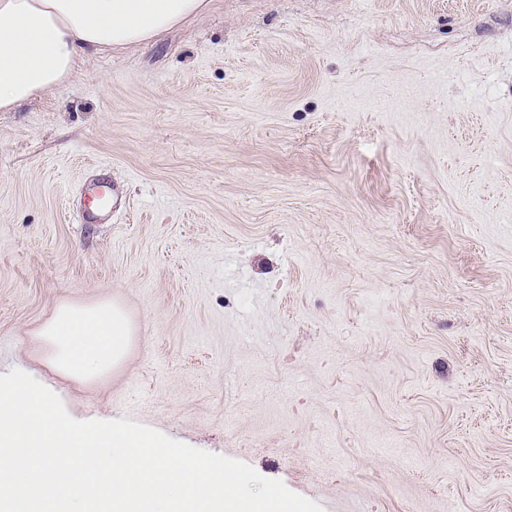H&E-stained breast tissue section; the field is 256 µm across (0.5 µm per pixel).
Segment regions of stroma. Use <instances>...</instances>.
I'll return each mask as SVG.
<instances>
[{"label":"stroma","mask_w":512,"mask_h":512,"mask_svg":"<svg viewBox=\"0 0 512 512\" xmlns=\"http://www.w3.org/2000/svg\"><path fill=\"white\" fill-rule=\"evenodd\" d=\"M136 334L54 374L58 303ZM341 512H512V0H210L0 112V374Z\"/></svg>","instance_id":"stroma-1"}]
</instances>
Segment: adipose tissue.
<instances>
[{
	"instance_id": "obj_1",
	"label": "adipose tissue",
	"mask_w": 512,
	"mask_h": 512,
	"mask_svg": "<svg viewBox=\"0 0 512 512\" xmlns=\"http://www.w3.org/2000/svg\"><path fill=\"white\" fill-rule=\"evenodd\" d=\"M208 6L209 0H0V112L49 93L96 54L150 41ZM39 334L56 373L93 382L123 362L133 328L111 301L62 302Z\"/></svg>"
}]
</instances>
